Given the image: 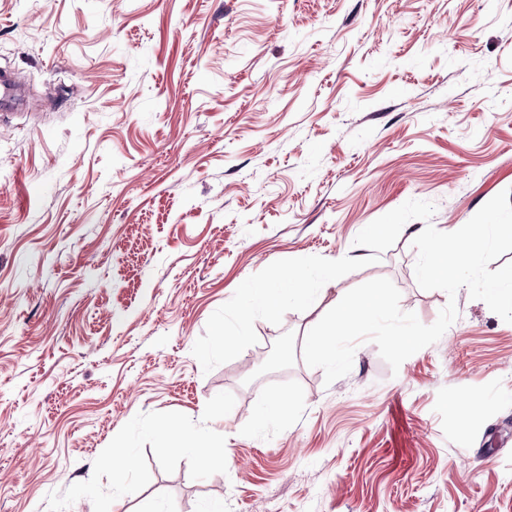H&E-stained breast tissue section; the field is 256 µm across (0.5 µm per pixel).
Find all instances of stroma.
Wrapping results in <instances>:
<instances>
[{
    "mask_svg": "<svg viewBox=\"0 0 512 512\" xmlns=\"http://www.w3.org/2000/svg\"><path fill=\"white\" fill-rule=\"evenodd\" d=\"M3 71L0 512H512V323L485 302L460 289L395 372L371 342L329 385L302 358L369 280L426 325L451 300L413 241L512 188V0H0ZM410 199L430 222L203 372L245 279L372 256L356 236ZM165 422L217 455L161 449ZM286 410L275 401L260 405L254 415V426L258 430L265 429L270 423L285 417Z\"/></svg>",
    "mask_w": 512,
    "mask_h": 512,
    "instance_id": "stroma-1",
    "label": "stroma"
}]
</instances>
